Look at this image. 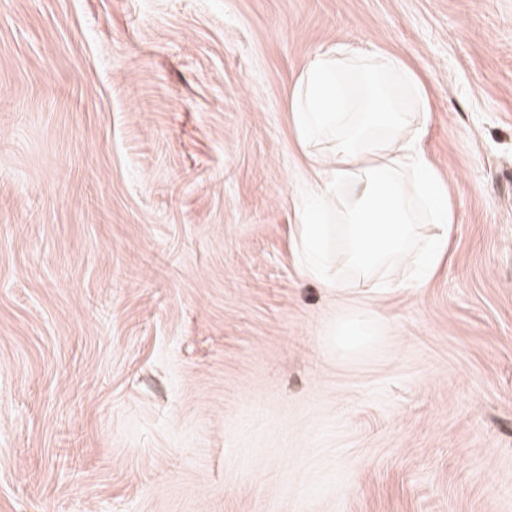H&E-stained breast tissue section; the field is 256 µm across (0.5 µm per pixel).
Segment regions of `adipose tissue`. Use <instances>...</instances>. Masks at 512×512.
I'll list each match as a JSON object with an SVG mask.
<instances>
[{
  "instance_id": "ef3b65f1",
  "label": "adipose tissue",
  "mask_w": 512,
  "mask_h": 512,
  "mask_svg": "<svg viewBox=\"0 0 512 512\" xmlns=\"http://www.w3.org/2000/svg\"><path fill=\"white\" fill-rule=\"evenodd\" d=\"M426 93L422 82L395 57L332 52L314 55L287 100L296 138L314 163L313 197L299 228L312 275L326 287L328 230L318 212L338 202L342 213L339 255L354 288H375L381 270L419 255L413 287L435 272L448 247L454 210L447 185L423 147ZM344 196H337V188ZM420 196L428 223L412 206Z\"/></svg>"
}]
</instances>
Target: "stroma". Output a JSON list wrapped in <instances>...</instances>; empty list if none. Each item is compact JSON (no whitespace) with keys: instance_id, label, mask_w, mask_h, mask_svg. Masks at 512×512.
<instances>
[{"instance_id":"35a3bbf8","label":"stroma","mask_w":512,"mask_h":512,"mask_svg":"<svg viewBox=\"0 0 512 512\" xmlns=\"http://www.w3.org/2000/svg\"><path fill=\"white\" fill-rule=\"evenodd\" d=\"M338 47L426 86L425 287L301 255ZM0 512H512V0H0ZM375 328L368 319L353 315L341 321L336 327L337 343L344 349L360 344L367 336H374Z\"/></svg>"}]
</instances>
